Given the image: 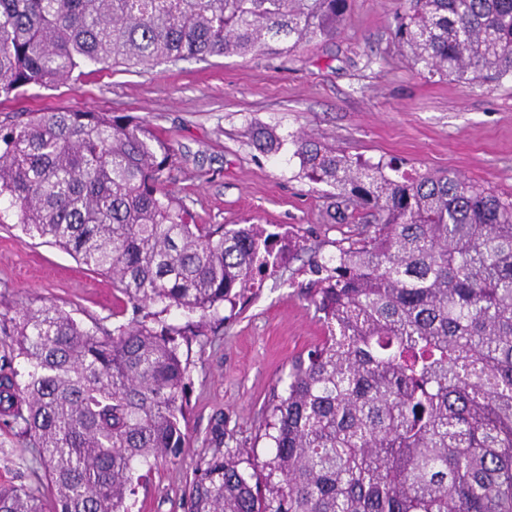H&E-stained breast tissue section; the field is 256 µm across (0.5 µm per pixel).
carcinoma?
<instances>
[{"label": "carcinoma", "mask_w": 512, "mask_h": 512, "mask_svg": "<svg viewBox=\"0 0 512 512\" xmlns=\"http://www.w3.org/2000/svg\"><path fill=\"white\" fill-rule=\"evenodd\" d=\"M346 2L0 0V94L85 64L288 55L335 37ZM393 34L431 78H512V0H410ZM284 142L252 134L267 155ZM291 144L303 177L333 188L331 222L374 223L309 265L324 337L270 393L269 458L216 438L187 512H512V195ZM173 156L110 112L0 124V224L111 277L132 307L111 329L54 303L0 311V512H128L142 467L185 444L178 337L283 261L265 224L195 223L167 188ZM173 310L185 326L161 318Z\"/></svg>", "instance_id": "obj_1"}]
</instances>
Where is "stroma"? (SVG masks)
<instances>
[{"label":"stroma","mask_w":512,"mask_h":512,"mask_svg":"<svg viewBox=\"0 0 512 512\" xmlns=\"http://www.w3.org/2000/svg\"><path fill=\"white\" fill-rule=\"evenodd\" d=\"M406 0H348L336 38L292 54L213 57L148 68L87 65L68 83L0 96V124L23 112H109L146 120L175 149L168 187L201 224L251 220L301 236L304 248L247 294L214 333L182 346L189 363L185 446L152 470L129 512H187L201 457L216 427L232 447L270 450L261 439L265 404L291 361L324 329L307 296L308 261L331 258L356 224L327 219L329 188L302 177L293 145L260 153L250 131L308 132L371 162L403 170L457 173L512 194V79L467 86L428 79L392 35ZM0 301L55 303L75 319L123 323L126 298L110 277L58 246L0 226Z\"/></svg>","instance_id":"35a3bbf8"}]
</instances>
